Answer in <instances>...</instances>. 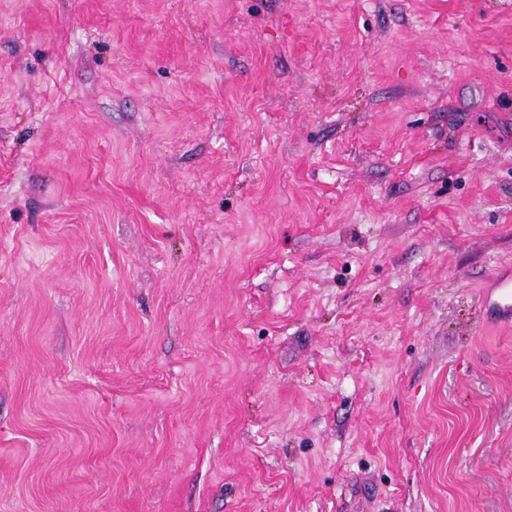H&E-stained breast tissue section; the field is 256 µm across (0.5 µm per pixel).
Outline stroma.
Masks as SVG:
<instances>
[{"label": "stroma", "mask_w": 512, "mask_h": 512, "mask_svg": "<svg viewBox=\"0 0 512 512\" xmlns=\"http://www.w3.org/2000/svg\"><path fill=\"white\" fill-rule=\"evenodd\" d=\"M512 0H0V512H512ZM489 282V288L483 292V303L498 313L497 324L507 326L512 320V278L493 274Z\"/></svg>", "instance_id": "35a3bbf8"}]
</instances>
